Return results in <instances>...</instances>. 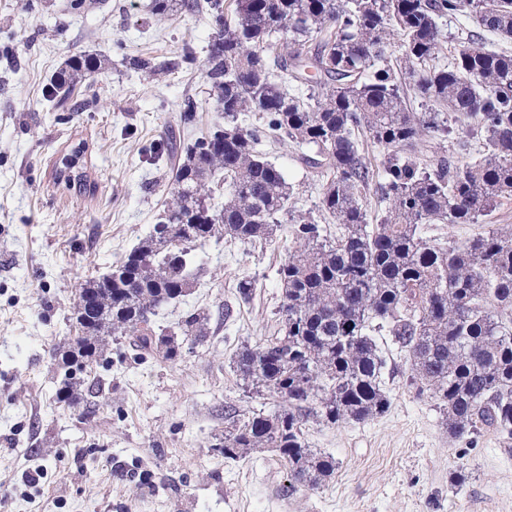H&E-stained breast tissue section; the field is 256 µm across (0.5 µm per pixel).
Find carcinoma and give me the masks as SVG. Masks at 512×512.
Listing matches in <instances>:
<instances>
[{
  "instance_id": "1",
  "label": "carcinoma",
  "mask_w": 512,
  "mask_h": 512,
  "mask_svg": "<svg viewBox=\"0 0 512 512\" xmlns=\"http://www.w3.org/2000/svg\"><path fill=\"white\" fill-rule=\"evenodd\" d=\"M206 9L215 30L205 74L224 106V125L176 154L169 200L150 236L112 270L78 289L81 335L67 351L57 398L76 397L70 380L102 353L105 337L132 338L139 357L153 355L150 316L189 286L191 252L212 238L243 244L271 236L294 194L264 147L287 137L315 148L300 160L323 180L321 210L338 224L326 234L299 218L292 235L300 250L277 269L282 334L244 346L236 361L246 386L288 407L224 428V458L256 448L284 459L290 487L318 488L336 460L310 448L303 427L365 423L387 412L381 388L387 359L375 330H385L409 355L410 384L436 402L448 435L491 433L512 443V231L491 228L445 245L430 224H476L512 197V53L470 39L448 65L439 19L479 16L489 30L512 37V0H152L155 15ZM401 36L402 65L385 56ZM188 48L161 64L133 60L150 75L195 64ZM102 69L99 59H70L46 88L67 109L76 86ZM428 112H411L402 78ZM258 113L244 129L238 117ZM465 120L479 157L457 163L414 157L422 137L450 135ZM386 150L373 168L355 132ZM224 174V205L211 204L209 181ZM376 185L388 203L380 223H368L362 198ZM208 316L190 313L185 338L208 335Z\"/></svg>"
}]
</instances>
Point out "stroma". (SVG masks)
I'll return each mask as SVG.
<instances>
[{
  "mask_svg": "<svg viewBox=\"0 0 512 512\" xmlns=\"http://www.w3.org/2000/svg\"><path fill=\"white\" fill-rule=\"evenodd\" d=\"M0 0V512H512V447L487 434L450 437L443 415L410 384L406 354L386 333L388 411L365 423L308 421L311 448L337 463L320 488L290 487L288 466L262 448L225 460L228 413L278 409L281 399L246 390L234 358L281 327L276 269L295 243L287 224L251 244L212 240L194 253L196 278L156 318L178 334L185 314L211 315L204 341L181 354L139 359L127 336L108 337L77 386L84 400L56 397L62 355L76 336V290L150 235L171 184L172 161L151 144L192 142L223 124L203 64L160 77L138 57L163 61L214 36L204 13L153 14L151 0ZM446 53L470 36L512 50V39L475 17L443 18ZM104 59L77 108L44 96L68 59ZM197 107L183 125L186 101ZM268 158L294 187L288 207L335 231L319 202L322 182L290 140ZM512 225V198L475 224H439L441 241ZM255 282L250 303L240 280ZM40 469L38 485L26 475Z\"/></svg>",
  "mask_w": 512,
  "mask_h": 512,
  "instance_id": "1",
  "label": "stroma"
}]
</instances>
